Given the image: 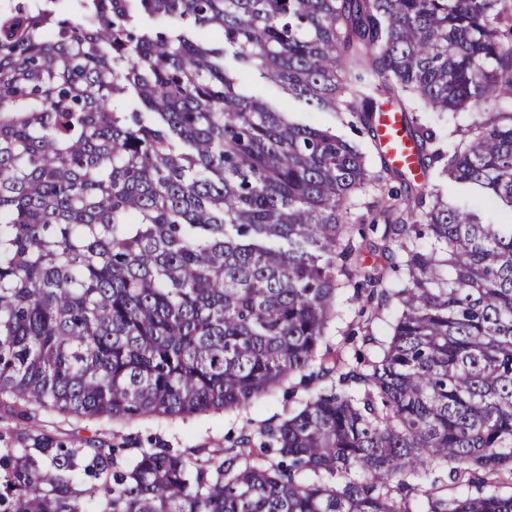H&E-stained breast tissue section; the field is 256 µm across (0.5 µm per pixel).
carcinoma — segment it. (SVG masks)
<instances>
[{
    "label": "carcinoma",
    "instance_id": "carcinoma-1",
    "mask_svg": "<svg viewBox=\"0 0 512 512\" xmlns=\"http://www.w3.org/2000/svg\"><path fill=\"white\" fill-rule=\"evenodd\" d=\"M506 0H7L0 7V512H512V215ZM349 115L388 188L383 234L354 200L382 176L331 128L241 91ZM423 182L389 163L378 98ZM341 267H336V258ZM399 315L374 359L324 346L336 297ZM330 377L260 433L278 462L199 464L34 433L37 410L130 421L240 411L309 369ZM314 481L302 479L305 473ZM486 492L437 496L441 475ZM444 189V194L448 195V198H456V199H463L467 200L469 202H473L483 211V213L488 217L491 221L495 223H501L504 222L505 217L498 207L492 205L483 203L477 198L471 196L469 194V191L454 182L448 181V184L446 182L441 184ZM6 402L7 406L0 405V448H19L25 437L22 421L10 411L9 401Z\"/></svg>",
    "mask_w": 512,
    "mask_h": 512
}]
</instances>
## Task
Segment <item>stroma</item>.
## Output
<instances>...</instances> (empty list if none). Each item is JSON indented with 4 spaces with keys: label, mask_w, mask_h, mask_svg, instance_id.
Masks as SVG:
<instances>
[{
    "label": "stroma",
    "mask_w": 512,
    "mask_h": 512,
    "mask_svg": "<svg viewBox=\"0 0 512 512\" xmlns=\"http://www.w3.org/2000/svg\"><path fill=\"white\" fill-rule=\"evenodd\" d=\"M360 301L347 289L336 299L337 317L328 341L344 345L348 355L372 358L375 340L383 339L387 329L377 322L371 331H364L358 315ZM324 385L323 380L304 384L293 377L288 387L250 408L235 412H207L187 418H149L132 421L109 419L79 420L56 412H38L39 430L51 435L67 448H113L115 466H125L141 451L164 448L199 461L211 458L215 451L235 447L239 437L260 427L277 423Z\"/></svg>",
    "instance_id": "35a3bbf8"
}]
</instances>
